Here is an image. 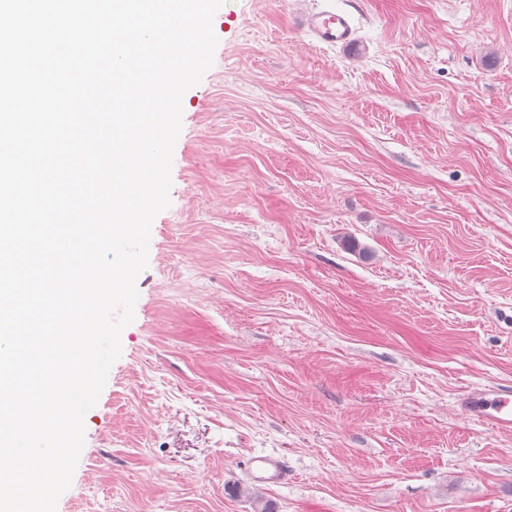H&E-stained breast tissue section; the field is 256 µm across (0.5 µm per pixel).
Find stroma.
<instances>
[{
  "label": "stroma",
  "instance_id": "stroma-1",
  "mask_svg": "<svg viewBox=\"0 0 512 512\" xmlns=\"http://www.w3.org/2000/svg\"><path fill=\"white\" fill-rule=\"evenodd\" d=\"M325 2L215 14L56 512H512L459 406L512 392V0H333L353 50L300 28ZM245 468L253 482L283 483L288 481V466L280 458L259 456L247 461Z\"/></svg>",
  "mask_w": 512,
  "mask_h": 512
}]
</instances>
